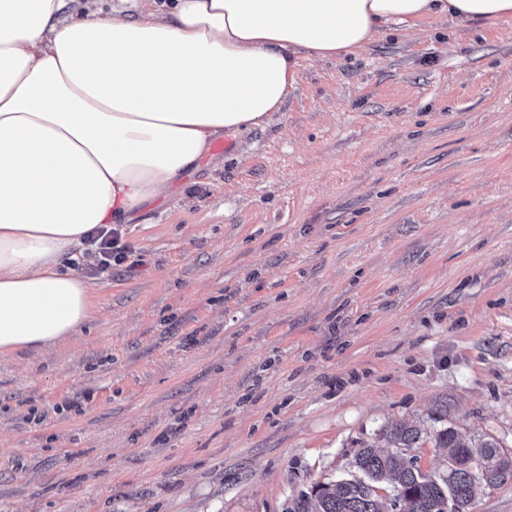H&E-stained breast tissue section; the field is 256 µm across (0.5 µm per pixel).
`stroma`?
I'll use <instances>...</instances> for the list:
<instances>
[{"mask_svg": "<svg viewBox=\"0 0 512 512\" xmlns=\"http://www.w3.org/2000/svg\"><path fill=\"white\" fill-rule=\"evenodd\" d=\"M0 358V512H290L395 420L512 454V19L301 60Z\"/></svg>", "mask_w": 512, "mask_h": 512, "instance_id": "35a3bbf8", "label": "stroma"}]
</instances>
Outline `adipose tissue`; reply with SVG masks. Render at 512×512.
Segmentation results:
<instances>
[{"instance_id": "ef3b65f1", "label": "adipose tissue", "mask_w": 512, "mask_h": 512, "mask_svg": "<svg viewBox=\"0 0 512 512\" xmlns=\"http://www.w3.org/2000/svg\"><path fill=\"white\" fill-rule=\"evenodd\" d=\"M136 18L0 0V355L77 336L91 288L67 260L133 222L212 143L283 107L302 56L357 53L423 17L512 19V0H142Z\"/></svg>"}]
</instances>
